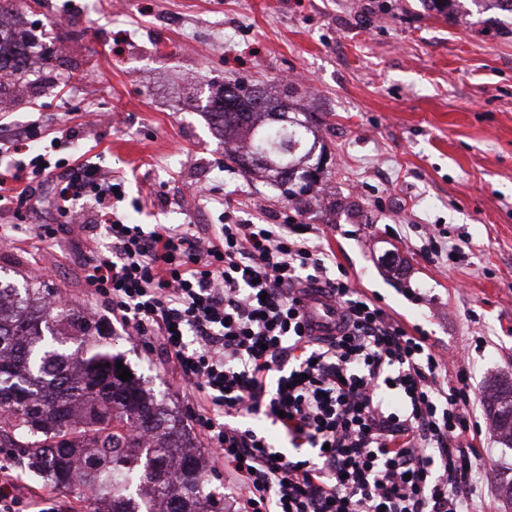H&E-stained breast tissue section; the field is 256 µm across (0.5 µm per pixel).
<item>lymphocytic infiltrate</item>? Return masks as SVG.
Listing matches in <instances>:
<instances>
[{"label":"lymphocytic infiltrate","mask_w":512,"mask_h":512,"mask_svg":"<svg viewBox=\"0 0 512 512\" xmlns=\"http://www.w3.org/2000/svg\"><path fill=\"white\" fill-rule=\"evenodd\" d=\"M40 131L0 138V202L34 209L28 184L55 179L65 227L104 228L85 284L130 340L158 343L195 399L198 430L241 512H469L489 467L464 447L466 375L444 383L446 357L377 299L331 273L313 225L225 217L216 229L144 231L115 205L122 178L93 164L30 154ZM336 302L338 335H313L302 293ZM264 416L291 442L273 448L243 425ZM0 512H66L55 492L23 501L0 464Z\"/></svg>","instance_id":"f902f5d3"}]
</instances>
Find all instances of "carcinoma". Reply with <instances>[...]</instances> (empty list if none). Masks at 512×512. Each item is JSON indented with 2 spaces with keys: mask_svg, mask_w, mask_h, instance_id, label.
<instances>
[{
  "mask_svg": "<svg viewBox=\"0 0 512 512\" xmlns=\"http://www.w3.org/2000/svg\"><path fill=\"white\" fill-rule=\"evenodd\" d=\"M6 42L0 34V75H20L22 55ZM294 93L288 86L273 104L237 82L205 108L225 156L307 205L320 188L300 174L323 168L325 148ZM49 295L0 278V447L20 449L44 481L80 488L90 512H224L183 418L141 378L120 379L121 356L103 340L101 320L53 307ZM495 402L500 442L512 448V386Z\"/></svg>",
  "mask_w": 512,
  "mask_h": 512,
  "instance_id": "1",
  "label": "carcinoma"
}]
</instances>
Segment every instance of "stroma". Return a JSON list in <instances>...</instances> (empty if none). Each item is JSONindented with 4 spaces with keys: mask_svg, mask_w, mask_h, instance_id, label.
Instances as JSON below:
<instances>
[{
    "mask_svg": "<svg viewBox=\"0 0 512 512\" xmlns=\"http://www.w3.org/2000/svg\"><path fill=\"white\" fill-rule=\"evenodd\" d=\"M34 54L22 82L0 85V124L70 129L57 157L123 177L129 224H219L224 215L318 229L353 287L453 354L466 370L472 445L496 461L473 512H504L512 480L489 400L512 383V26L468 6L426 0H33L21 4ZM298 102L326 144L332 187L308 207L224 158L204 105L211 85L245 80ZM0 213L13 241L0 272L71 296L107 324V340L156 398L194 424L193 396L159 349L127 342L85 292L93 255L78 236L37 248ZM461 252H435L440 234Z\"/></svg>",
    "mask_w": 512,
    "mask_h": 512,
    "instance_id": "obj_1",
    "label": "stroma"
}]
</instances>
